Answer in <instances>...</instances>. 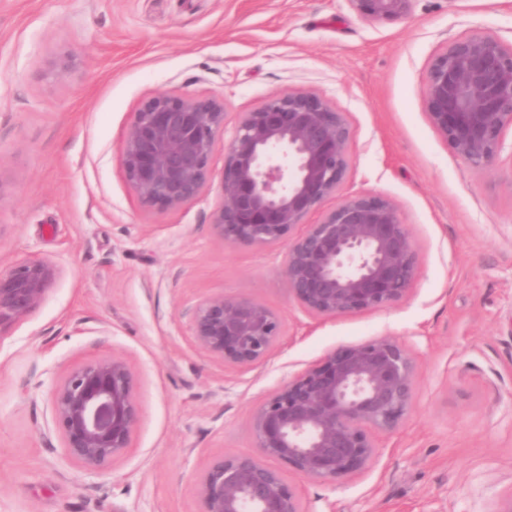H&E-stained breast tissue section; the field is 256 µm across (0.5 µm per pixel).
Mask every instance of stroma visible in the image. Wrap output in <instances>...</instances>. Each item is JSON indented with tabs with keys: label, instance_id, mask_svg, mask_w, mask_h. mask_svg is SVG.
I'll return each mask as SVG.
<instances>
[{
	"label": "stroma",
	"instance_id": "35a3bbf8",
	"mask_svg": "<svg viewBox=\"0 0 512 512\" xmlns=\"http://www.w3.org/2000/svg\"><path fill=\"white\" fill-rule=\"evenodd\" d=\"M512 46V0H414L403 23L347 0H0V266L62 268L44 303L0 335V512H201L204 464L256 455L254 410L341 345L390 335L417 367L413 407L341 483L285 462L304 512H494L512 489V151L467 166L433 128L425 76L452 40ZM282 91L342 112L346 197L391 199L418 270L408 296L317 319L289 296L283 247H231L210 217L240 113ZM223 98L202 200L142 207L121 166L134 112L158 94ZM247 296L283 334L266 362L228 367L189 322L204 298ZM124 359L139 422L102 471L69 461L50 390L82 362Z\"/></svg>",
	"mask_w": 512,
	"mask_h": 512
}]
</instances>
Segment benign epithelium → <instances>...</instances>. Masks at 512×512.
<instances>
[{"label":"benign epithelium","mask_w":512,"mask_h":512,"mask_svg":"<svg viewBox=\"0 0 512 512\" xmlns=\"http://www.w3.org/2000/svg\"><path fill=\"white\" fill-rule=\"evenodd\" d=\"M360 17L401 22L412 0H348ZM430 121L475 170L492 168L512 129V47L474 34L449 42L425 79ZM224 100L158 94L147 99L121 142L125 178L146 209L179 210L204 196ZM342 113L319 95L285 91L241 113L224 144L222 203L211 215L229 246L285 247L289 296L306 313L329 318L388 308L404 299L418 257L408 226L386 198L355 195L310 214L341 188L350 162ZM61 273L57 262L23 259L0 268V331L25 322ZM190 333L202 349L233 366L267 360L282 336L280 317L245 296L203 299ZM416 363L392 336L329 351L292 377L253 413L257 454L217 457L199 480L202 512H303L297 490L273 465L336 484L376 454V434L398 430L413 405ZM67 458L88 471L130 447L139 411L128 363L96 357L51 391Z\"/></svg>","instance_id":"benign-epithelium-1"}]
</instances>
